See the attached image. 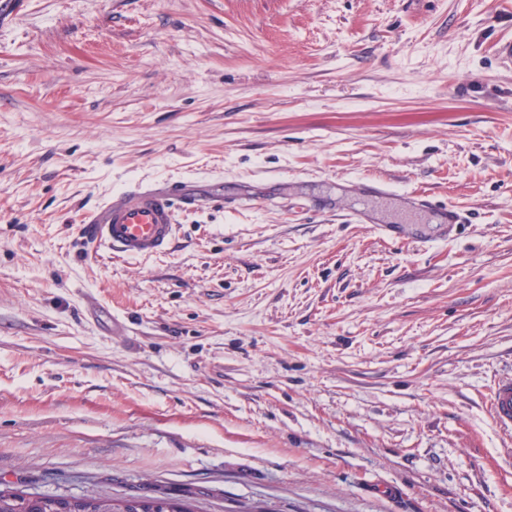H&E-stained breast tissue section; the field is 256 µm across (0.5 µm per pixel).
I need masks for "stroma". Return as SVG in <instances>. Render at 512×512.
Wrapping results in <instances>:
<instances>
[{"instance_id": "35a3bbf8", "label": "stroma", "mask_w": 512, "mask_h": 512, "mask_svg": "<svg viewBox=\"0 0 512 512\" xmlns=\"http://www.w3.org/2000/svg\"><path fill=\"white\" fill-rule=\"evenodd\" d=\"M507 41L512 0H0V482L512 512ZM172 182L201 203L166 253L85 243ZM406 198L412 210H436L438 216L440 217V224L447 225L445 226L447 229L445 236L450 234L454 228V225L464 224L462 215L455 205L449 203L436 205V203L432 201L428 195L416 192L408 193ZM487 403L491 417L506 435L512 434V379L499 380L489 389Z\"/></svg>"}]
</instances>
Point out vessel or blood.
Masks as SVG:
<instances>
[{
	"label": "vessel or blood",
	"instance_id": "vessel-or-blood-1",
	"mask_svg": "<svg viewBox=\"0 0 512 512\" xmlns=\"http://www.w3.org/2000/svg\"><path fill=\"white\" fill-rule=\"evenodd\" d=\"M414 210L435 209L442 224L454 227L463 221L455 205H435L429 196L410 193ZM197 198L180 185L161 188L140 186L112 195L88 216V234L113 252L132 258L163 253L174 233L178 211L196 207ZM491 417L503 433L512 434V379L495 382L487 395Z\"/></svg>",
	"mask_w": 512,
	"mask_h": 512
}]
</instances>
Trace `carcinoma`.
<instances>
[{"label":"carcinoma","instance_id":"cac0c4a2","mask_svg":"<svg viewBox=\"0 0 512 512\" xmlns=\"http://www.w3.org/2000/svg\"><path fill=\"white\" fill-rule=\"evenodd\" d=\"M0 512H192L181 500L168 496L129 497L119 503L110 497L88 492L81 496L27 493L0 483Z\"/></svg>","mask_w":512,"mask_h":512}]
</instances>
